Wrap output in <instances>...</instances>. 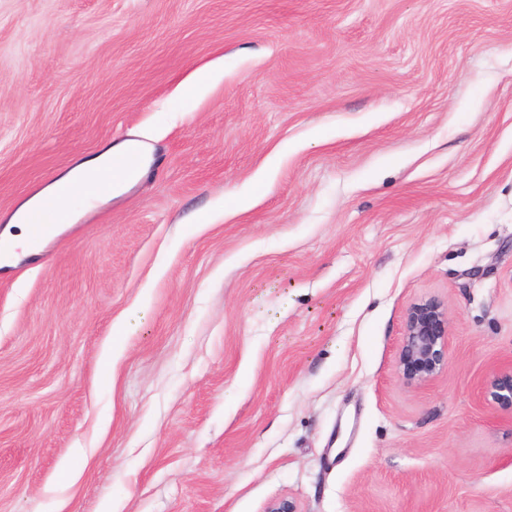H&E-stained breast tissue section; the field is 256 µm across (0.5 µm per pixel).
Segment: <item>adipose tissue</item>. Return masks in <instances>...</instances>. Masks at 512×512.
Masks as SVG:
<instances>
[{
    "label": "adipose tissue",
    "mask_w": 512,
    "mask_h": 512,
    "mask_svg": "<svg viewBox=\"0 0 512 512\" xmlns=\"http://www.w3.org/2000/svg\"><path fill=\"white\" fill-rule=\"evenodd\" d=\"M148 149L130 140L115 148L84 160L58 177L21 204L9 217V228L0 234V254L13 257L15 248L37 251L39 239L34 236L35 224L58 225L73 221L94 208L97 203L120 191L145 169ZM112 170V181L100 190L91 184V177L103 170Z\"/></svg>",
    "instance_id": "obj_1"
}]
</instances>
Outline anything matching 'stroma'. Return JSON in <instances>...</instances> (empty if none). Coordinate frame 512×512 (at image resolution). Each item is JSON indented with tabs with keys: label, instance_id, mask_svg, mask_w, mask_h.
I'll use <instances>...</instances> for the list:
<instances>
[{
	"label": "stroma",
	"instance_id": "1",
	"mask_svg": "<svg viewBox=\"0 0 512 512\" xmlns=\"http://www.w3.org/2000/svg\"><path fill=\"white\" fill-rule=\"evenodd\" d=\"M133 134L0 267V512H512V0H0V231ZM133 149L137 150L134 164L128 168L115 169V165L124 161ZM147 155L148 149L144 144L129 140L80 162L34 194L12 213L6 223L9 226L0 236V264L2 253L8 258H13L14 249L18 246L23 247L24 254L36 252L40 243L56 232L58 224H72L74 220L94 208L101 199L112 197L114 192L120 191L131 179L143 173ZM111 164L112 182L104 190L95 188L89 179L96 175L92 179L93 184L105 181L108 172L98 173L109 168ZM34 217H37V220H34ZM33 224H50L51 231L42 237L34 238ZM10 227L19 232L9 231ZM448 314L442 303L429 299L411 305L405 316L398 365L403 379L423 383L447 364ZM495 399L512 409V362L502 366L490 381Z\"/></svg>",
	"mask_w": 512,
	"mask_h": 512
}]
</instances>
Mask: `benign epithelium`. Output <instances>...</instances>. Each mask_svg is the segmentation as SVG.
I'll list each match as a JSON object with an SVG mask.
<instances>
[{"label":"benign epithelium","instance_id":"1","mask_svg":"<svg viewBox=\"0 0 512 512\" xmlns=\"http://www.w3.org/2000/svg\"><path fill=\"white\" fill-rule=\"evenodd\" d=\"M448 314L442 303L429 299L411 305L405 316L398 365L403 379L423 383L447 364ZM495 399L512 409V363L502 366L490 381Z\"/></svg>","mask_w":512,"mask_h":512}]
</instances>
